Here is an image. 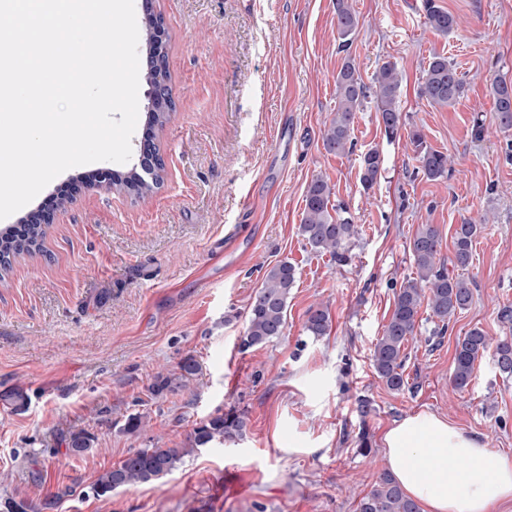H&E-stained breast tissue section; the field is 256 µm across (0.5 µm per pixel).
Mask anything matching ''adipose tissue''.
<instances>
[{
	"instance_id": "obj_1",
	"label": "adipose tissue",
	"mask_w": 512,
	"mask_h": 512,
	"mask_svg": "<svg viewBox=\"0 0 512 512\" xmlns=\"http://www.w3.org/2000/svg\"><path fill=\"white\" fill-rule=\"evenodd\" d=\"M383 444L390 472L423 512H490L512 500V460L441 415L420 410L394 421Z\"/></svg>"
}]
</instances>
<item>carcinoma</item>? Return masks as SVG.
I'll return each instance as SVG.
<instances>
[{"instance_id":"cac0c4a2","label":"carcinoma","mask_w":512,"mask_h":512,"mask_svg":"<svg viewBox=\"0 0 512 512\" xmlns=\"http://www.w3.org/2000/svg\"><path fill=\"white\" fill-rule=\"evenodd\" d=\"M336 30L340 47L350 48L359 30V16L349 0H336ZM422 11L426 24L433 31L447 35L458 25L457 18L437 4V0H422ZM151 59V70L144 71L148 86L155 85L157 78L167 76L165 48L159 53H147ZM401 74L395 63L383 62L373 77V84L362 80L354 60L346 56L336 74L338 106L323 135L324 149L341 155L353 149L351 129L357 112L365 100L376 99L387 139L400 137L403 127L400 107ZM496 119L499 126L512 129V80L497 79L492 83ZM464 93V81L448 58L434 54L429 58L420 96L440 107L455 105ZM408 139L418 161V171L429 180H437L448 174V155L434 150L426 144L424 135L413 130ZM381 153L370 148L360 155V184L369 192L381 177ZM155 181L144 184L137 168L125 173L112 174V186L130 191L140 198L155 193L164 182L165 167L155 165ZM332 188L326 180L316 177L308 184L304 196V210L299 232L316 253L329 255L339 265L348 262V243L356 230L349 210L331 201ZM479 225L465 222L456 226L453 233V268H467L472 256V243ZM46 235V225L33 221L18 231L10 225L0 230V279L12 267V262L23 255L41 252ZM441 236L433 224H421L410 240V253L416 276L408 278L396 291L391 316L384 326L370 354L371 365L376 376L391 391L405 388L403 353L405 343L416 336V322L421 306L425 305L433 318L432 335H443L455 315L466 309L472 300L471 282L460 274L451 273L438 258ZM297 270L293 263L281 260L266 270L261 288L251 304L240 349L247 351L263 346L284 335L287 322L288 298L296 282ZM331 325L328 309L317 304L310 307L305 328L310 336L326 335ZM490 346V338L474 328L457 339L452 363L451 384L457 391L466 390L472 382L479 359ZM494 361L499 372L512 376V338L497 340ZM200 371L199 363L192 355L184 357L175 373H159L150 386L153 397L175 393L194 380ZM247 428L246 415L235 409L216 410L199 422L188 435L181 448H139L131 452L119 466L98 476L92 485L94 494L107 497L119 488L134 487L156 481L178 468L183 459L199 448L234 442L243 437ZM96 436L80 429L71 434L69 448L75 454H84L94 447ZM61 496L44 500L39 506H30L22 501H9L8 512H53ZM358 512H420L419 506L403 493L389 472L380 474L377 483L364 495Z\"/></svg>"}]
</instances>
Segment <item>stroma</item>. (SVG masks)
Returning a JSON list of instances; mask_svg holds the SVG:
<instances>
[{
    "label": "stroma",
    "instance_id": "obj_1",
    "mask_svg": "<svg viewBox=\"0 0 512 512\" xmlns=\"http://www.w3.org/2000/svg\"><path fill=\"white\" fill-rule=\"evenodd\" d=\"M350 2L360 26L345 53L335 0H152L175 100L153 131L163 185L143 200L99 186L94 164L64 171L37 201L84 173L80 196L57 211L43 252L17 258L0 280V512L8 499L34 506L56 494L57 512H358L388 467L385 431L421 409L512 458V377L488 352L467 390L450 381L459 336H512L500 318L512 308V130L499 128L491 94L496 77L512 79V0H438L460 20L447 36L426 25L421 0ZM436 52L465 81L452 107L418 93ZM347 54L367 83L382 62L397 64L406 133L420 130L447 154L446 177L418 174L406 134L388 141L370 102L356 115L352 152L324 149ZM371 148L383 171L366 193L359 157ZM318 176L357 228L344 266L299 233ZM467 221L482 225L463 272L473 300L441 336L421 308L405 347L409 386L391 391L370 350L414 274L409 242L418 225H436L448 259L453 229ZM284 259L297 268L285 334L240 351L264 273ZM318 303L331 326L314 338L305 323ZM189 354L197 380L152 397L154 376ZM14 391L25 406L6 401ZM360 397L373 405L364 420ZM232 407L247 417L241 441L200 449L158 481L93 495L97 477L130 452L182 446L197 423ZM136 413L146 426L126 432ZM363 425L366 456L356 451ZM81 428L97 442L75 455L69 438ZM292 434L301 452H289Z\"/></svg>",
    "mask_w": 512,
    "mask_h": 512
}]
</instances>
